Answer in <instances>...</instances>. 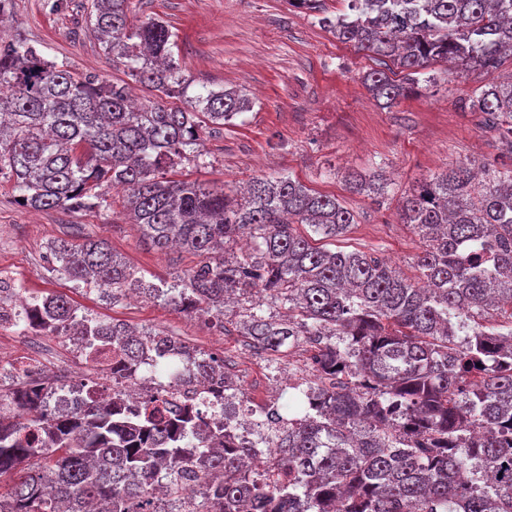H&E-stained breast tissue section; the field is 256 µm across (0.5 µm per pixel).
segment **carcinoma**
Returning a JSON list of instances; mask_svg holds the SVG:
<instances>
[{
    "label": "carcinoma",
    "instance_id": "obj_1",
    "mask_svg": "<svg viewBox=\"0 0 512 512\" xmlns=\"http://www.w3.org/2000/svg\"><path fill=\"white\" fill-rule=\"evenodd\" d=\"M128 0H94L87 24L105 54L155 93L135 109L127 84L78 75L32 44L0 38V177L34 210L102 206L104 183L123 191L144 241L201 257L166 288L147 292L190 316L224 315L225 299L256 291L288 310L243 309L252 346L312 351L316 411L293 397L279 405L267 440L285 478L254 473V448L231 444L224 399L201 397L194 415L173 397L140 394L128 411L86 389L83 405L56 411L48 380L22 378L0 391V512H512V167L471 168L421 182L401 221L422 244L427 287L372 254L314 246L307 225L334 239L355 216L335 196L288 176L252 181L232 195L167 171L200 161L202 135L250 108L235 90L186 97L174 34L158 18L134 24ZM348 12L318 23L336 39L400 69L364 76L389 108L437 62L491 72L512 55V0H347ZM184 98L169 107L163 98ZM512 159V77L465 101ZM357 193L382 195L383 175L348 176ZM58 271L116 301L137 271L103 241L55 247ZM26 330L93 346L112 338L128 382L158 349L153 375L183 363L198 383L231 382L224 360L160 333L78 315L61 295L0 297ZM197 486L200 499L182 497Z\"/></svg>",
    "mask_w": 512,
    "mask_h": 512
}]
</instances>
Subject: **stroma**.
<instances>
[{
	"label": "stroma",
	"mask_w": 512,
	"mask_h": 512,
	"mask_svg": "<svg viewBox=\"0 0 512 512\" xmlns=\"http://www.w3.org/2000/svg\"><path fill=\"white\" fill-rule=\"evenodd\" d=\"M82 0H11L0 37L34 44L45 57L67 61L74 72L123 80L122 65L104 56L85 31ZM130 17H159L174 34V57L188 83V96L202 88L238 89L251 100L221 134L205 137V165L184 162L176 176L207 186H238L257 177L290 175L307 187L336 196L355 215L343 237L327 240L330 250H361L414 275L421 251L418 237L402 224L403 194L434 175L476 161L498 165L494 140L461 107L462 98L488 82L512 74V59L494 73H459L437 63L420 75L417 92L382 108L363 84L379 56L338 42L315 17L288 0H130ZM378 170L388 177L384 195L350 191V172ZM103 206L80 212L34 211L15 201L12 181L0 179V270L34 296L67 297L78 313L175 337L203 353L223 358L224 368L243 388L250 405L273 396L280 378L312 376L310 353L300 344L267 355L229 325L249 297L224 307L225 320L188 316L150 297L137 302L103 299L61 275L49 252L53 241L79 248L106 240L113 253L144 277L145 283H174L199 259L179 249L159 251L144 243L126 214L123 194L103 186ZM38 358L54 377L73 381L89 369L71 344L56 336H28L19 329L0 332V385L16 380L14 363Z\"/></svg>",
	"instance_id": "35a3bbf8"
}]
</instances>
